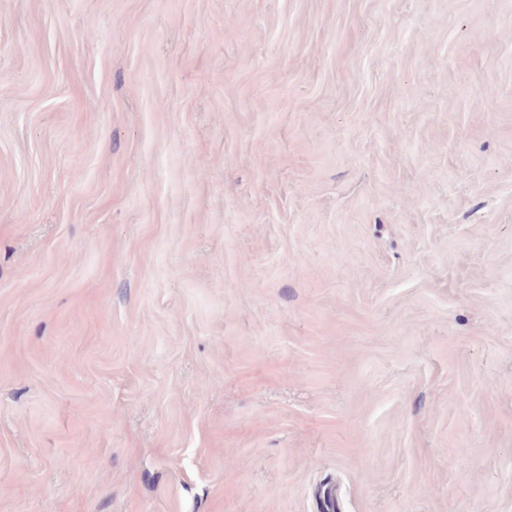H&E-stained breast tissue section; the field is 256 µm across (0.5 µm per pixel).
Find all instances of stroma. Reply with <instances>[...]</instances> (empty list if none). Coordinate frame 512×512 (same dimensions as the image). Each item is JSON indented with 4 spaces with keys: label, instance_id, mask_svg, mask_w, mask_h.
<instances>
[{
    "label": "stroma",
    "instance_id": "obj_1",
    "mask_svg": "<svg viewBox=\"0 0 512 512\" xmlns=\"http://www.w3.org/2000/svg\"><path fill=\"white\" fill-rule=\"evenodd\" d=\"M0 512H512V0H0Z\"/></svg>",
    "mask_w": 512,
    "mask_h": 512
}]
</instances>
